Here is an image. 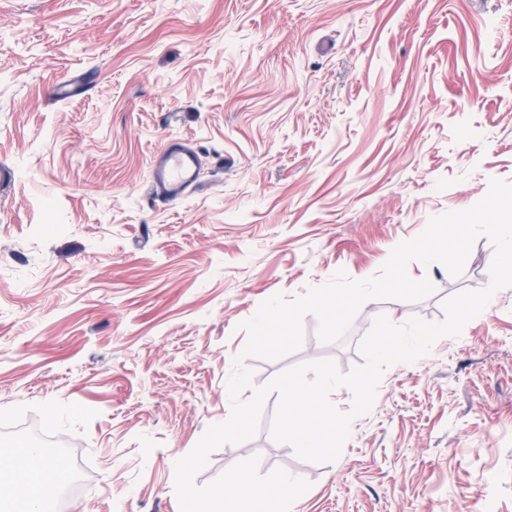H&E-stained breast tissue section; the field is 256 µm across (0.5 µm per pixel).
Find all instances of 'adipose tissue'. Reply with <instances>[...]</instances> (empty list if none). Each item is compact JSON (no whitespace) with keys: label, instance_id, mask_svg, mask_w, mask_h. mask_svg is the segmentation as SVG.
I'll return each instance as SVG.
<instances>
[{"label":"adipose tissue","instance_id":"ef3b65f1","mask_svg":"<svg viewBox=\"0 0 512 512\" xmlns=\"http://www.w3.org/2000/svg\"><path fill=\"white\" fill-rule=\"evenodd\" d=\"M62 471L59 461L35 451L21 464L8 465L6 475L0 476V501L14 507L24 506L25 512H48Z\"/></svg>","mask_w":512,"mask_h":512}]
</instances>
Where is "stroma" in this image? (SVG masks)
<instances>
[{"instance_id": "stroma-1", "label": "stroma", "mask_w": 512, "mask_h": 512, "mask_svg": "<svg viewBox=\"0 0 512 512\" xmlns=\"http://www.w3.org/2000/svg\"><path fill=\"white\" fill-rule=\"evenodd\" d=\"M199 155L182 198L150 189L170 140ZM0 454L39 434L74 476L65 512H180L175 463L226 421L243 321L337 271L376 274L431 217L512 181V0H0ZM408 265L423 300L372 299L344 338L249 360L253 387L329 358L361 364L380 315L445 317L486 287ZM257 434L310 481L295 512H512V288L460 336L387 368L335 462ZM57 412L47 422V407Z\"/></svg>"}]
</instances>
